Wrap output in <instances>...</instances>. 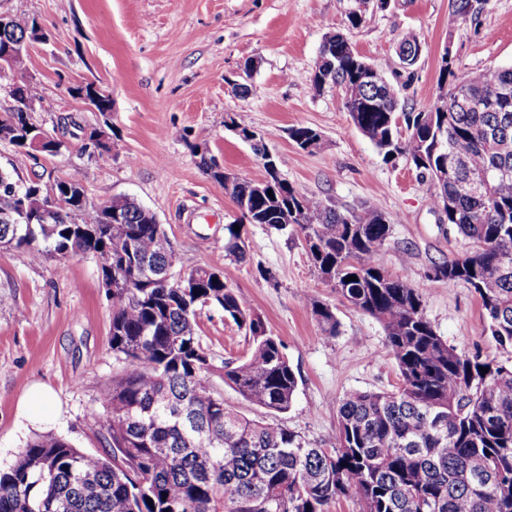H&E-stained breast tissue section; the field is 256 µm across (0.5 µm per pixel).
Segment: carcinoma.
Wrapping results in <instances>:
<instances>
[{
	"instance_id": "1",
	"label": "carcinoma",
	"mask_w": 512,
	"mask_h": 512,
	"mask_svg": "<svg viewBox=\"0 0 512 512\" xmlns=\"http://www.w3.org/2000/svg\"><path fill=\"white\" fill-rule=\"evenodd\" d=\"M481 0H454L453 23L475 21ZM36 17L23 10L0 29V45L29 34ZM405 62L421 52L407 33ZM316 92L347 89L343 104L356 128L385 159H409L421 180L434 184L432 205L470 241L459 257L432 267L433 278L463 282L479 295L486 328L499 348L512 350V66L460 77L443 61L446 94L433 106L403 113L384 76L379 86L362 79L365 58L341 33L325 36ZM29 113L15 105L0 124L18 129L16 153L28 156ZM237 136L266 151L263 137L232 123ZM205 173L228 194L240 221L288 229L292 217L314 266L336 294L383 326L400 381L393 390L358 391L337 405L336 445L313 447L280 423L249 419L217 393L198 336L199 311L213 306L245 330L250 352L224 362V383L269 414L291 408L298 387L283 342L222 280L205 268L187 271L197 288L178 281L171 244L157 245L165 228L134 202L94 206L66 196L62 179L43 186L68 207L50 223H0V250L24 248L35 261L92 256L110 290V343L123 368L100 388L103 413L95 416L105 448L88 453L69 440L39 435L16 462L0 470V512H326L346 497L363 512H512V356L483 360L459 353L424 313L419 289L389 274L382 250L392 220L368 206L342 213L314 202L278 174L267 182L227 187L214 159L201 156ZM30 183L0 168V215L17 209ZM121 209L116 224L100 215ZM224 249L246 257L234 225ZM350 276L355 281H346ZM321 331L338 333L326 303L309 299ZM488 369L482 373L481 369Z\"/></svg>"
}]
</instances>
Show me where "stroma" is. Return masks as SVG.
<instances>
[{
    "instance_id": "1",
    "label": "stroma",
    "mask_w": 512,
    "mask_h": 512,
    "mask_svg": "<svg viewBox=\"0 0 512 512\" xmlns=\"http://www.w3.org/2000/svg\"><path fill=\"white\" fill-rule=\"evenodd\" d=\"M453 0H389L368 5L349 27L355 0H0V12L23 6L49 29L25 61L41 90L32 120L64 137L66 150L17 159L0 142V168L17 163L21 178L80 180L89 204L127 197L164 224L177 264L222 271L267 330L285 346L299 385L279 423L312 445L336 443L337 404L355 391L391 390L399 370L382 324L338 297L295 230L262 224L243 228L246 259L227 256L226 225L240 214L199 167L213 156L240 177L260 180L262 160L232 123L265 137L282 178L311 200L342 212L375 206L394 220L383 248L394 276L423 296L437 333L465 354L502 359L484 332L478 295L462 283L430 278L434 264L460 256L466 242L431 204L433 188L406 158L385 160L353 124L340 89L315 92L310 76L327 33L352 46L395 87L401 104L418 110L435 101L443 55L457 75L512 64V0H488L478 21L449 25ZM413 33L416 64L402 68L398 44ZM252 64L248 92L237 84ZM99 80L112 94V151L87 148L84 136L98 113L68 97L67 85ZM293 126L321 135L303 150L288 137ZM330 305L336 336L321 332L310 299ZM110 300L98 262L90 256L33 261L21 249L0 251V470L16 461L36 433L68 439L89 453L104 443L95 414L102 384L121 363L110 344ZM198 334L210 379L225 403L251 418L263 409L224 382V362L248 353L250 342L221 310L203 308ZM48 391L55 413L32 427L22 405L35 388Z\"/></svg>"
}]
</instances>
